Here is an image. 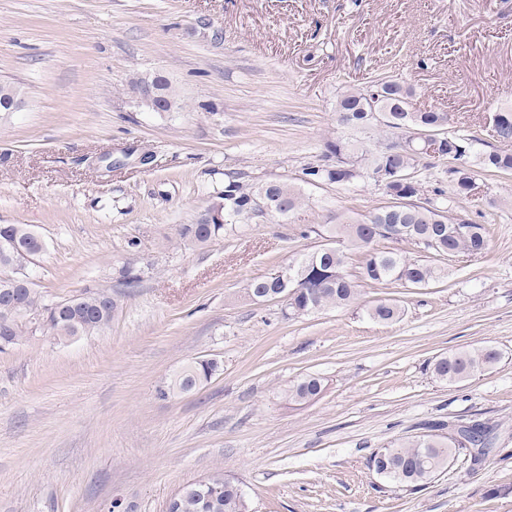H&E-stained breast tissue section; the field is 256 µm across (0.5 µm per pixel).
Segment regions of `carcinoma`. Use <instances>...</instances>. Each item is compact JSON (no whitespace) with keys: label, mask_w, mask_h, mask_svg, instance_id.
Segmentation results:
<instances>
[{"label":"carcinoma","mask_w":512,"mask_h":512,"mask_svg":"<svg viewBox=\"0 0 512 512\" xmlns=\"http://www.w3.org/2000/svg\"><path fill=\"white\" fill-rule=\"evenodd\" d=\"M155 84L167 90L168 100L163 105L149 100L143 104L155 112L180 108L178 94L166 80L155 77L135 82L137 87ZM413 96L412 86L389 77L347 89L338 102V122L351 130L371 132L374 147L348 137L332 138L325 144L321 163L303 172L304 181L346 184L359 177L373 180L376 173L388 168L414 174L427 165L431 155L410 149L388 154L381 146L405 141L418 129L435 132L454 144L458 166L448 173L453 195L458 198L470 197L476 177L481 173H512V152L507 150L512 144L511 105L498 111L501 123L497 142L505 149L477 151L474 145L480 143V139L449 135L448 113L416 111ZM384 190L399 193L409 204H386L361 220L346 218L336 224L304 225L301 236L314 234L331 243L307 251L285 265L282 277L262 275L252 279L246 287L247 295L286 296L285 315H307L353 304L363 284L373 288L393 284L404 288L426 287L448 277V258L487 252L489 229L486 225L448 217L447 204L442 201L435 204L420 201L424 190L418 179L395 188L388 185ZM303 207L305 199L301 191L286 181L254 182L230 176L224 181V192L218 200L195 222L181 225L179 235L197 245H206L226 230L255 223L265 216L286 224ZM395 228L399 229L402 242L416 247L421 240L429 242L426 253L412 258L397 249L378 248L380 242L390 239ZM43 249V241L28 225H0V273L8 272L20 282L7 296L0 295V305L7 303L16 310L40 311L41 328L60 339L107 328L117 309L112 292L108 290H88L75 299L55 304L44 302L25 273L27 263ZM355 258L359 264L356 274L351 271ZM366 312L371 319L389 324L400 317L402 309L397 301L384 299L370 305ZM25 333V324L18 317L0 318V352L15 345ZM500 360L501 353L493 346L463 349L438 356L432 372L439 381L455 384L494 369ZM219 369V362L214 359L189 362L160 389V395L191 392ZM323 390L321 377L306 375L288 388L287 397L303 405L315 400ZM489 436L486 424L469 421L456 425L451 437L436 434L430 428L423 434L395 439L382 448L386 456L383 477L395 485L423 486L443 471L457 454L467 451L473 455L489 447ZM177 512H249V505L242 493L228 487L217 499L191 487L179 498Z\"/></svg>","instance_id":"carcinoma-1"}]
</instances>
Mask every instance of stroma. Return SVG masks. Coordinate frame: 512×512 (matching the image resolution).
I'll use <instances>...</instances> for the list:
<instances>
[{
    "instance_id": "1",
    "label": "stroma",
    "mask_w": 512,
    "mask_h": 512,
    "mask_svg": "<svg viewBox=\"0 0 512 512\" xmlns=\"http://www.w3.org/2000/svg\"><path fill=\"white\" fill-rule=\"evenodd\" d=\"M166 77L182 111L133 91ZM389 76L449 129L489 137L512 105V0H0V82L25 105L0 112V224L44 242L26 271L46 303L106 289L110 325L60 340L38 321L0 352V512H166L183 486L223 470L251 512H512V174L480 177L448 213L490 231L444 282L362 287L357 303L284 317L247 282L319 245L303 224L363 218L388 197L369 179L302 184L349 87ZM303 185L308 208L204 246L184 241L224 176ZM139 275L120 285L122 269ZM400 300L383 324L363 307ZM502 354L457 384L435 357ZM214 358L187 394L158 389ZM314 402L289 403L305 375ZM487 423L493 448L421 488H399L373 452L433 423ZM135 88L142 85H159L167 90L168 92V100L165 101L164 105H158L154 101L149 100H140L143 104H145L148 108H151L155 112H174V110L180 108L179 97L176 91L171 87V85L164 79L159 77L155 78H141L138 79L135 83ZM324 390L323 379L316 375H306L293 383L287 391L290 402L303 405L310 403Z\"/></svg>"
}]
</instances>
